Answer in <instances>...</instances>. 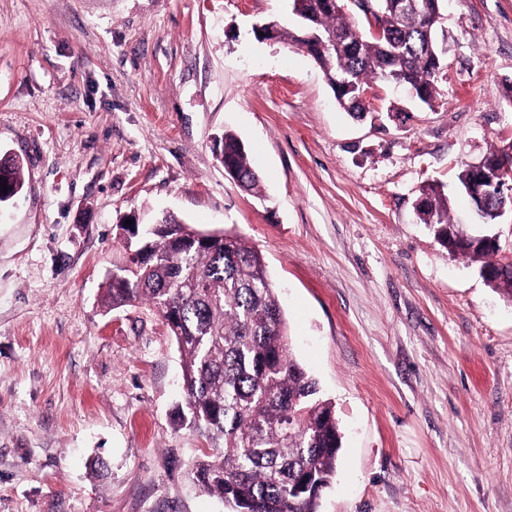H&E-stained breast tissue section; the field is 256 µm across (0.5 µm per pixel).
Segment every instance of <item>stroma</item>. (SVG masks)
<instances>
[{
  "label": "stroma",
  "instance_id": "obj_1",
  "mask_svg": "<svg viewBox=\"0 0 512 512\" xmlns=\"http://www.w3.org/2000/svg\"><path fill=\"white\" fill-rule=\"evenodd\" d=\"M291 0H0V512H230L194 484L181 359L162 315L111 308L116 224L171 212L263 255L293 358L342 434L319 512H512V302L420 224L499 239L457 187L512 149V0H447L432 105L385 82L353 120L321 69L257 25ZM262 180H232L216 141ZM103 468H96V461ZM224 152L225 163H230L235 172L243 180L246 191L260 195L259 178L251 168L248 151L244 142L234 133L225 132L222 138L220 157ZM12 162H13V159L11 158L10 155H4L2 157L1 153H0V177H2V180H0V203L6 202L9 199H11L12 195H11V191L9 190L10 185L13 189L14 196L20 191V189L22 187L20 166L18 165V163L14 162L13 163V171H12L11 179H10V185L8 182L6 184L8 187V192L4 193V190L2 189V184L4 182L3 179H4L5 175L7 174V171L10 169Z\"/></svg>",
  "mask_w": 512,
  "mask_h": 512
}]
</instances>
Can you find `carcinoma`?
Segmentation results:
<instances>
[{
  "label": "carcinoma",
  "instance_id": "1",
  "mask_svg": "<svg viewBox=\"0 0 512 512\" xmlns=\"http://www.w3.org/2000/svg\"><path fill=\"white\" fill-rule=\"evenodd\" d=\"M299 25L278 28L275 41L310 55L339 106L361 118L365 98L343 87L367 88L379 79L410 88L424 104L437 93L441 64L437 31L444 0H369L382 36L364 34L327 0H292ZM224 159L246 191L260 194L244 142L224 133ZM420 223L448 251L481 263L488 286L512 300V272L498 249L463 243L469 237L450 218L449 198L437 184L419 191ZM127 246L148 247L152 259L128 272L117 269L105 299L114 306L146 300L168 322L182 357L185 409L178 421L195 430L209 451L193 475L232 512H317V497L297 487L308 477L321 487L335 477L342 436L331 403L291 356L285 315L263 257L238 235L205 247L197 230L173 215L138 231Z\"/></svg>",
  "mask_w": 512,
  "mask_h": 512
}]
</instances>
